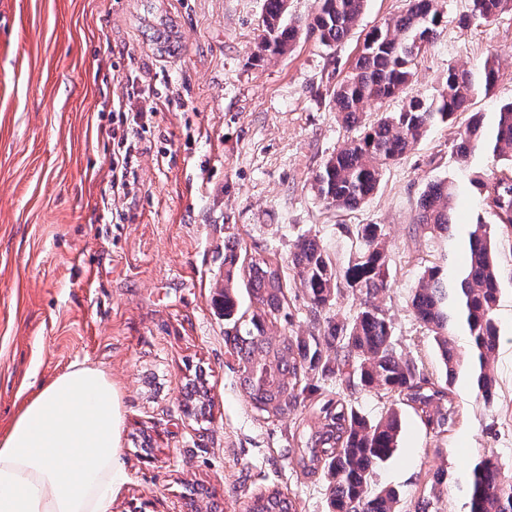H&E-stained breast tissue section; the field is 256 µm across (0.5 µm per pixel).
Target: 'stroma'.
<instances>
[{"label":"stroma","instance_id":"stroma-1","mask_svg":"<svg viewBox=\"0 0 512 512\" xmlns=\"http://www.w3.org/2000/svg\"><path fill=\"white\" fill-rule=\"evenodd\" d=\"M469 0H447L443 31L416 66L412 90L433 96L449 67L478 71L496 59L502 77L469 109L492 123L512 100V10L463 30ZM265 0H0V435L43 385L76 365L106 372L120 394L122 479L112 512H188L203 485L224 512H247L254 494L276 489L297 512H329L323 475L303 474L293 453L307 408L281 420L248 404L238 359L214 299L224 281V244L287 262L314 235L337 266L354 250L349 228L384 227L390 286L377 299L396 347L430 378L444 371L412 298L424 269L452 262L446 239L416 227L431 181L458 189L460 223L482 216L470 179L492 163L483 152L459 162L456 125L430 127L384 168L377 191L337 211L313 192L314 172L349 132L329 104L365 34L402 14L406 0H368L357 31L333 48L300 39L284 54L256 58ZM160 17L178 36L155 44ZM150 69L172 104L142 129L135 195L108 202L112 120L102 105ZM501 331L497 393L484 401L457 377L451 432L436 435L391 394L347 400L367 418L396 408L395 455L375 471L401 512H465L469 462L496 458L512 477V235L497 238ZM291 336H320L349 321L363 297L341 289L320 313L288 288ZM209 379L212 417L182 405L195 366ZM439 470L436 498L425 485Z\"/></svg>","mask_w":512,"mask_h":512}]
</instances>
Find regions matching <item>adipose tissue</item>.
Here are the masks:
<instances>
[{
  "label": "adipose tissue",
  "instance_id": "adipose-tissue-1",
  "mask_svg": "<svg viewBox=\"0 0 512 512\" xmlns=\"http://www.w3.org/2000/svg\"><path fill=\"white\" fill-rule=\"evenodd\" d=\"M120 424L119 393L103 370L58 375L0 436V512H111Z\"/></svg>",
  "mask_w": 512,
  "mask_h": 512
}]
</instances>
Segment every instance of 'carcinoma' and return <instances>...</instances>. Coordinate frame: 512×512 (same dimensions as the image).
<instances>
[{
    "mask_svg": "<svg viewBox=\"0 0 512 512\" xmlns=\"http://www.w3.org/2000/svg\"><path fill=\"white\" fill-rule=\"evenodd\" d=\"M366 0H316L314 14L288 21L287 0H266L258 27L260 40L255 57L283 54L302 35L326 47L346 39L359 25ZM512 0H470L460 26L489 23ZM445 0H408L406 11L366 34L352 70L332 90V107L356 135L332 154L315 172L312 189L326 205L352 209L378 188L384 166L411 150L428 128L448 124L465 111L476 90L492 91L501 79L499 65L485 62L479 76L451 66L438 95H410L414 69L422 48L440 34ZM403 95L397 112H387L366 122L367 106ZM486 148L498 168L470 179L484 212L497 227L512 233V102L495 113L491 137H486L483 118L473 115L457 132L455 152L462 162ZM456 186L449 180L428 184L419 206L416 226L430 234L452 239ZM467 252L464 266L435 265L424 270L412 298L413 309L431 332L445 369V377L433 381L423 375L417 361L399 352L392 325L375 303L389 287L390 255L380 224H357L353 235L357 250L343 269L314 235H303L294 244L288 268L301 288L308 307L317 312L330 305L342 288L364 295V307L347 323H333L325 336H270L267 327L291 321L288 277L273 258L240 259L237 244L224 245V287L216 303L224 312L225 334L232 338L244 360L243 380L252 407L267 419H281L304 402L303 379L312 373L334 376L349 390L393 393L412 408L425 427L437 434L452 430L456 405L452 386L458 370L471 375L473 387L485 401L494 396L493 363L500 343L495 312L499 301L500 269L491 225H466ZM246 288L256 310L249 319L239 313L238 289ZM469 336V349L458 350L457 328ZM334 349V360L324 359V349ZM194 398L185 404L188 413L203 415L210 407L203 370L188 380ZM318 426L294 436L298 466L306 475L326 474L331 512H400V495L393 489L373 487L372 473L391 458L397 448L400 420L390 409L369 420L353 409L341 393L312 406ZM466 512H512V479L505 477L490 457L475 460L466 472ZM284 496L278 490L254 496L249 512H280Z\"/></svg>",
    "mask_w": 512,
    "mask_h": 512,
    "instance_id": "carcinoma-1",
    "label": "carcinoma"
}]
</instances>
